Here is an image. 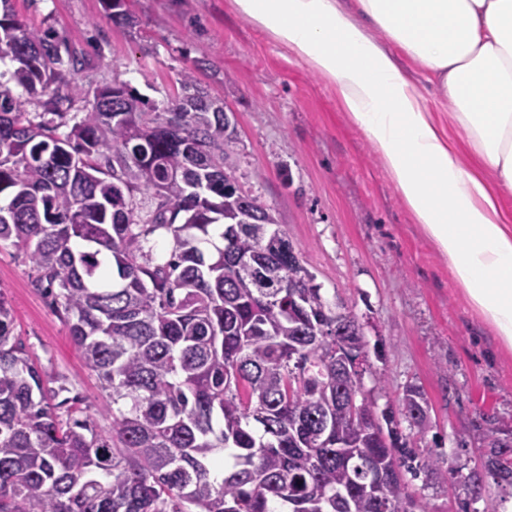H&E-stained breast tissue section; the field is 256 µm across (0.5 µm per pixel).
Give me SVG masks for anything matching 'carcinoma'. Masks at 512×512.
<instances>
[{
  "mask_svg": "<svg viewBox=\"0 0 512 512\" xmlns=\"http://www.w3.org/2000/svg\"><path fill=\"white\" fill-rule=\"evenodd\" d=\"M103 5L134 24L124 0ZM0 63V244L23 251L114 405L104 432L60 398L65 380L48 387L0 293V512H414L405 475L448 479L414 449L425 394L403 390L407 434L377 412L382 378L367 389L353 366L363 324L282 249L275 210L236 177V124L193 72L161 109L128 82L98 86L61 133L88 97L76 55L12 0ZM477 431L470 501L488 477L512 485L506 430L482 415Z\"/></svg>",
  "mask_w": 512,
  "mask_h": 512,
  "instance_id": "carcinoma-1",
  "label": "carcinoma"
}]
</instances>
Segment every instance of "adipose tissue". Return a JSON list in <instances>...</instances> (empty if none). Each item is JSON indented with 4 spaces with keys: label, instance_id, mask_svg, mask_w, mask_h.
<instances>
[{
    "label": "adipose tissue",
    "instance_id": "obj_1",
    "mask_svg": "<svg viewBox=\"0 0 512 512\" xmlns=\"http://www.w3.org/2000/svg\"><path fill=\"white\" fill-rule=\"evenodd\" d=\"M335 83L471 307L512 350V0H235ZM435 73L463 160L386 44Z\"/></svg>",
    "mask_w": 512,
    "mask_h": 512
}]
</instances>
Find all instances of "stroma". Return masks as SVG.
Wrapping results in <instances>:
<instances>
[{
	"label": "stroma",
	"mask_w": 512,
	"mask_h": 512,
	"mask_svg": "<svg viewBox=\"0 0 512 512\" xmlns=\"http://www.w3.org/2000/svg\"><path fill=\"white\" fill-rule=\"evenodd\" d=\"M134 28L118 26L102 0H14L19 17L50 29L84 59L78 82L128 81L156 106L194 73L223 99L236 122L237 175L273 207L330 303L365 325L379 408L399 411L406 385L419 386L431 426L418 455L468 473L482 449L480 414L512 430V351L471 308L447 259L426 238L371 143L350 119L335 84L237 10L234 0H127ZM35 271L0 248V294L16 331L50 376H64L102 430L112 408L64 322L33 288ZM405 492L427 512H460L457 480L407 479Z\"/></svg>",
	"instance_id": "stroma-1"
}]
</instances>
